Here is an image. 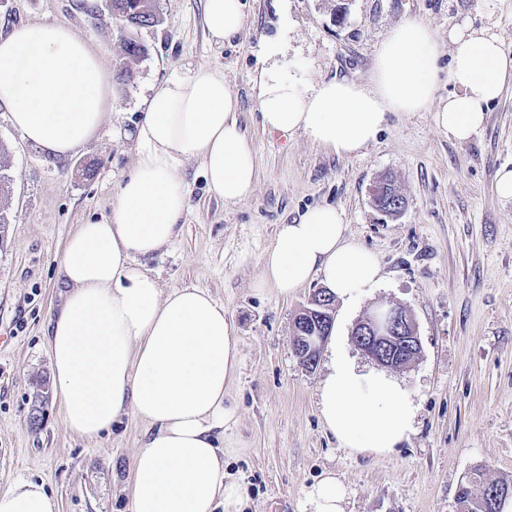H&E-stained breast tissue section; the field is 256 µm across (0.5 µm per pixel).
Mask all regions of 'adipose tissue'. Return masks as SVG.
I'll use <instances>...</instances> for the list:
<instances>
[{"instance_id": "obj_1", "label": "adipose tissue", "mask_w": 512, "mask_h": 512, "mask_svg": "<svg viewBox=\"0 0 512 512\" xmlns=\"http://www.w3.org/2000/svg\"><path fill=\"white\" fill-rule=\"evenodd\" d=\"M210 36L225 41L244 26L241 0H205ZM448 79L437 98L438 38L425 23L392 28L368 83L306 84L277 66L283 39L263 45L269 64L254 76L262 126L305 134L341 156L376 141L389 115L433 111L449 138L464 141L512 84V53L499 37L451 29ZM0 105L23 138L62 158L89 143L112 107V81L100 54L70 27L35 21L0 35ZM239 102L224 77L200 65L152 89L136 130L137 160L119 186L111 214L79 225L60 261L69 286L46 336L51 371L67 426L83 437L108 435L125 408L148 427L133 460L131 512H241L243 489L224 473V429L236 416L227 402L240 342L222 304L185 285L162 292L143 269L180 234L188 197L180 166L201 164L210 192L227 204L248 198L257 182L255 150L238 120ZM263 281L284 296L314 277L342 301L374 287V255L344 234L331 205L279 225L263 259ZM320 415L340 445L355 454L390 452L413 431L415 408L399 382L362 370L332 349L319 394ZM345 485L327 475L299 512H344ZM0 512H57L44 483L30 479L0 490Z\"/></svg>"}]
</instances>
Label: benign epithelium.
<instances>
[{
	"label": "benign epithelium",
	"mask_w": 512,
	"mask_h": 512,
	"mask_svg": "<svg viewBox=\"0 0 512 512\" xmlns=\"http://www.w3.org/2000/svg\"><path fill=\"white\" fill-rule=\"evenodd\" d=\"M307 310L318 321L311 336L295 337L294 349L304 364L311 363L302 345L321 351L333 328L334 308L324 304L322 296L312 297ZM360 349L380 366L404 367L420 353V341L411 313L402 306H393L383 313L375 310L360 319L352 330Z\"/></svg>",
	"instance_id": "1"
}]
</instances>
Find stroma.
I'll list each match as a JSON object with an SVG mask.
<instances>
[{
  "instance_id": "stroma-1",
  "label": "stroma",
  "mask_w": 512,
  "mask_h": 512,
  "mask_svg": "<svg viewBox=\"0 0 512 512\" xmlns=\"http://www.w3.org/2000/svg\"><path fill=\"white\" fill-rule=\"evenodd\" d=\"M242 33L223 43L206 33L203 0H154V25L130 28L105 0H0V34L34 21L70 26L108 68L124 40L145 49L129 81L114 85L96 137L64 159L47 158L13 128L0 106V490L44 482L58 512H130L128 486L146 425L125 409L110 435L88 440L64 423L47 325L67 291L59 262L68 237L112 211L137 156L134 132L151 89L200 65L224 75L239 100L259 178L232 204L213 196L198 161L180 169L190 208L178 238L145 264L162 291L192 284L223 304L240 338L228 392L238 408L224 432V471L245 490L243 512H299L305 492L333 472L347 488L346 512H459L457 491L481 469L484 481L512 480V199L496 190L512 169V86L470 139H449L432 113L391 117L357 156L327 152L299 132L264 129L252 79L262 44L284 37L281 65L313 84L367 81L388 31L427 23L439 36L438 96L448 81V31L486 29L512 52V0H242ZM92 167L93 176L82 173ZM391 178L402 212L372 206L371 187ZM341 210L345 234L377 257L381 278L351 302L336 301L333 331L362 369L375 363L354 343L366 312L400 305L413 315L421 352L392 375L417 408L415 430L385 455L340 448L317 408L328 353L314 368L294 350V318L322 290L314 278L289 297L261 283V258L278 225L310 208ZM42 425L30 427L32 412Z\"/></svg>"
}]
</instances>
